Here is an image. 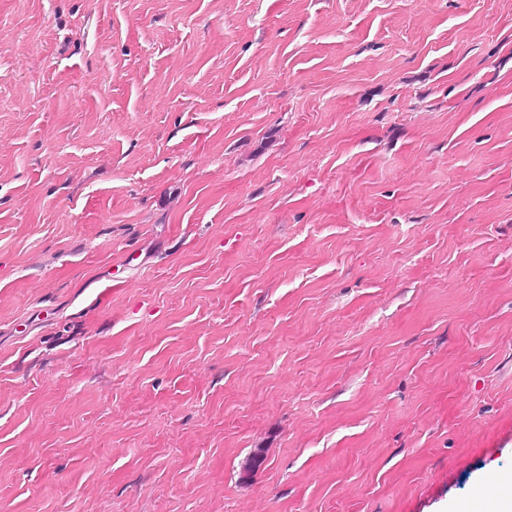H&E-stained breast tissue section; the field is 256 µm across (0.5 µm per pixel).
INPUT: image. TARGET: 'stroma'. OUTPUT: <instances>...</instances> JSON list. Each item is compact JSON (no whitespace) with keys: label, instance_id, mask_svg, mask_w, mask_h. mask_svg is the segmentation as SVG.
I'll return each mask as SVG.
<instances>
[{"label":"stroma","instance_id":"obj_1","mask_svg":"<svg viewBox=\"0 0 512 512\" xmlns=\"http://www.w3.org/2000/svg\"><path fill=\"white\" fill-rule=\"evenodd\" d=\"M512 471V0H0V512H469Z\"/></svg>","mask_w":512,"mask_h":512}]
</instances>
